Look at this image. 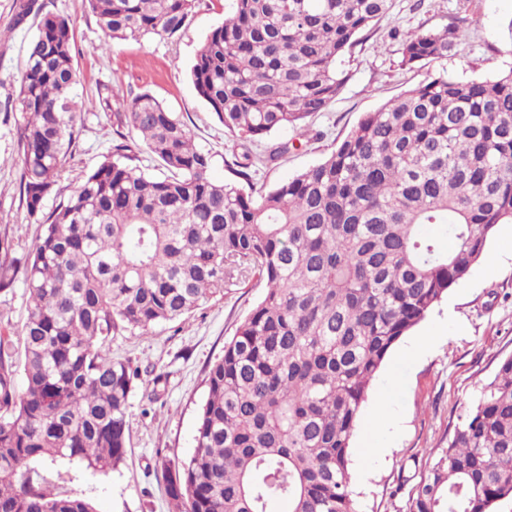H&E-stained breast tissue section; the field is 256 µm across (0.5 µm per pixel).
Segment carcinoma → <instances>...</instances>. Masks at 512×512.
Returning <instances> with one entry per match:
<instances>
[{
	"label": "carcinoma",
	"mask_w": 512,
	"mask_h": 512,
	"mask_svg": "<svg viewBox=\"0 0 512 512\" xmlns=\"http://www.w3.org/2000/svg\"><path fill=\"white\" fill-rule=\"evenodd\" d=\"M113 41L179 32L197 0H86ZM393 0H231L200 44L194 88L231 135H305L349 79L338 61L368 39ZM459 17L397 28L398 66L457 46ZM74 32L42 17L26 47L19 190L42 233L22 253L0 237V290L18 272L29 305L22 363L0 335V512H97L53 493L33 467L79 460L106 473L126 459L139 367L108 336L149 333L251 276L264 292L224 343L206 380L194 452L164 469L175 512H357L350 445L372 382L393 349L512 223V68L446 72L367 112L321 163L255 185L290 142L225 161L198 148L187 122L148 92L114 113L112 154L50 212L83 112ZM148 153L164 169L137 165ZM440 226L443 250L426 232ZM23 385L17 386V368ZM512 499V355L481 388L446 447L423 464L407 512H495Z\"/></svg>",
	"instance_id": "1"
}]
</instances>
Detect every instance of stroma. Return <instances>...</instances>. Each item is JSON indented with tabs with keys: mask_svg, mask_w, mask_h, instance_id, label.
<instances>
[{
	"mask_svg": "<svg viewBox=\"0 0 512 512\" xmlns=\"http://www.w3.org/2000/svg\"><path fill=\"white\" fill-rule=\"evenodd\" d=\"M16 0H0V236L19 248L32 245L39 226L20 196L18 139L21 117L14 108L27 43L36 19L15 26ZM45 10L68 15L75 30L76 90L84 122L76 151L45 209L65 201L84 174L112 149L118 99L146 91L183 115L195 142L214 155L212 175H228L225 159L237 142L198 96L188 77L195 53L224 20L229 0H199L185 26L171 37L112 43L85 0H42ZM468 16L465 33L447 59L414 70L397 65L398 45L387 32L446 25L450 16ZM512 0H395L378 30L353 50L350 79L327 112L308 121L307 135L273 133L294 147L264 175L266 184L292 177L321 162L359 121L387 100L446 72L461 78L492 76L512 68ZM260 287L235 288L223 300L210 301L191 317L158 326L153 333L109 336L113 357L142 368L130 398V443L124 465L99 473L76 460L38 465L55 491L92 501L98 512H172L164 490V463L194 451L197 409L206 394L211 365L224 342L248 314ZM28 305L23 279L0 291V334L19 337ZM430 338L421 347L422 338ZM512 355V224L498 225L483 259L430 315L393 350L376 378L360 417L371 424L374 451L352 442L351 470L365 469L366 488L354 490L359 512H403L422 463L445 446L455 426L489 382L499 360ZM157 390L148 404L145 393Z\"/></svg>",
	"mask_w": 512,
	"mask_h": 512,
	"instance_id": "obj_1",
	"label": "stroma"
}]
</instances>
